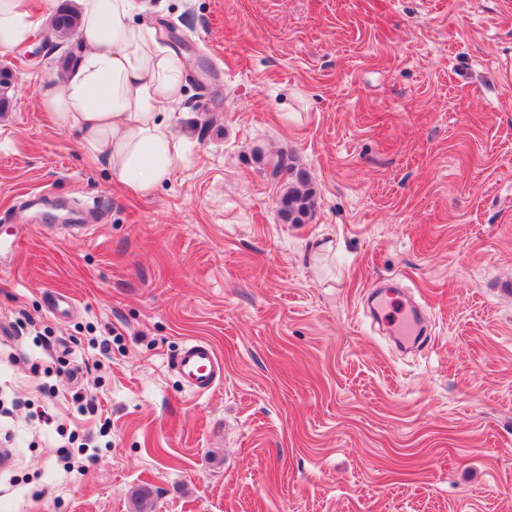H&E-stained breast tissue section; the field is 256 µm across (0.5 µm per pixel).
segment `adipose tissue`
<instances>
[{
    "label": "adipose tissue",
    "instance_id": "obj_1",
    "mask_svg": "<svg viewBox=\"0 0 512 512\" xmlns=\"http://www.w3.org/2000/svg\"><path fill=\"white\" fill-rule=\"evenodd\" d=\"M82 52L59 88L40 102L62 129L77 131L123 187L152 194L184 161L168 119L183 97L182 65L149 31L135 24V0H76ZM54 9L0 0V48L28 42Z\"/></svg>",
    "mask_w": 512,
    "mask_h": 512
}]
</instances>
